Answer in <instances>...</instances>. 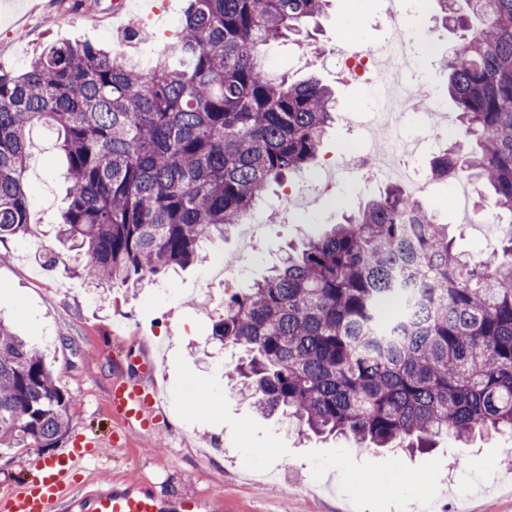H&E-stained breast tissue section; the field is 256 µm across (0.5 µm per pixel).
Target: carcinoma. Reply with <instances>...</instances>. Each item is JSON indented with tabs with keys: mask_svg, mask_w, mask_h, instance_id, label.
Instances as JSON below:
<instances>
[{
	"mask_svg": "<svg viewBox=\"0 0 512 512\" xmlns=\"http://www.w3.org/2000/svg\"><path fill=\"white\" fill-rule=\"evenodd\" d=\"M326 0H188L148 71L92 43H52L16 74L0 69V242L36 236L25 181L30 129L56 134L68 206L50 272L136 288L191 264L242 222L270 183L318 156L335 98L311 77L273 78L272 40L303 44ZM460 47L446 59L455 118L476 150H443L428 176L466 172L512 216V0H464L475 28L436 0ZM495 273L462 259L438 222L388 186L264 284L224 300L212 336L261 413L305 432L412 451L435 437L512 432V229ZM69 397L38 351L0 321V447L57 448Z\"/></svg>",
	"mask_w": 512,
	"mask_h": 512,
	"instance_id": "cac0c4a2",
	"label": "carcinoma"
}]
</instances>
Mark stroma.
<instances>
[{"mask_svg": "<svg viewBox=\"0 0 512 512\" xmlns=\"http://www.w3.org/2000/svg\"><path fill=\"white\" fill-rule=\"evenodd\" d=\"M117 0H0V65L18 72L53 42H93L148 68L150 45L176 32L185 0H154L144 12L127 8L122 21L112 12ZM388 0H329L312 40L296 46L277 41L264 46L265 69L292 81L317 74L336 96V119L320 147L319 164L271 186L252 218L259 231L247 259H240L235 231L208 249L210 257L234 258L228 284L214 283L211 296L201 286L208 261L169 271L138 291H100L86 281L42 266L30 241L0 243L8 253L0 263V318L36 348L59 388L72 399L70 437L97 444L99 454L82 473L77 494L129 480L170 498L198 495L222 498L220 512H512V434L475 435L467 442L442 440L437 448L408 454L387 448H360L350 438L322 439L300 434L297 425L259 413L226 373L230 355L212 336L224 311L226 294L264 281L288 246H301L341 223L357 202L383 190L380 181L353 185L338 175L333 193L306 207L284 209L285 188L302 189L318 180L321 162L336 159L346 142L377 141L367 108L369 91L336 66L333 50L356 27L363 43L391 37L384 22ZM144 30L152 41L134 39ZM417 69L413 86L429 88L432 103L449 108L444 58L460 41L444 27L436 0H422L412 25ZM361 102L365 111L351 112ZM54 133L36 127L30 134L32 159L26 182L33 193L31 220L42 239L55 244V226L65 205L64 160L53 149ZM457 251L488 256L497 241L488 227L469 223L464 210L444 208ZM157 365L156 378L167 391L162 416L152 433L129 432L108 406L117 377L134 376L140 362ZM57 449L0 448V512L21 485L35 479L31 458L49 460ZM497 476L486 485L487 476Z\"/></svg>", "mask_w": 512, "mask_h": 512, "instance_id": "1", "label": "stroma"}]
</instances>
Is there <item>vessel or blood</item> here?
<instances>
[{"label":"vessel or blood","mask_w":512,"mask_h":512,"mask_svg":"<svg viewBox=\"0 0 512 512\" xmlns=\"http://www.w3.org/2000/svg\"><path fill=\"white\" fill-rule=\"evenodd\" d=\"M140 373V378L113 383L110 407L124 427L145 432L151 425L150 414L158 396L154 364H141ZM93 455V448L77 442L53 460L39 461L41 479L15 494L11 512H60L75 492V478L85 470ZM162 502L161 495L132 485L100 490L80 499L84 512H160Z\"/></svg>","instance_id":"obj_1"}]
</instances>
